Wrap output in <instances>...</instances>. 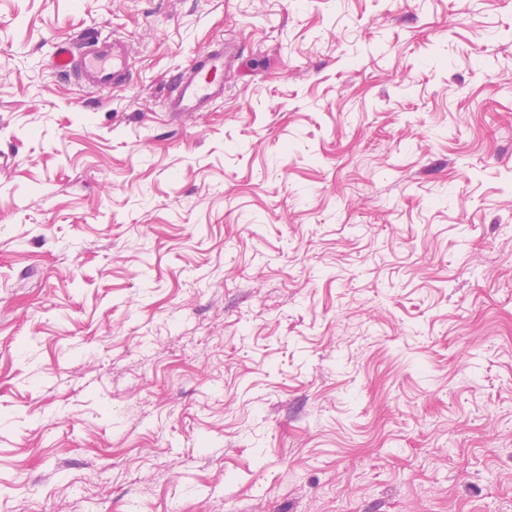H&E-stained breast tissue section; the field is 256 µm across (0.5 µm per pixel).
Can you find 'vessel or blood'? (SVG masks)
Masks as SVG:
<instances>
[{
  "label": "vessel or blood",
  "mask_w": 512,
  "mask_h": 512,
  "mask_svg": "<svg viewBox=\"0 0 512 512\" xmlns=\"http://www.w3.org/2000/svg\"><path fill=\"white\" fill-rule=\"evenodd\" d=\"M131 53L120 39L98 33L59 44L53 66L58 73L74 76L86 88L98 91L121 84L127 78ZM224 99V48L216 46L200 55L180 77L168 97L172 112L208 109Z\"/></svg>",
  "instance_id": "obj_1"
}]
</instances>
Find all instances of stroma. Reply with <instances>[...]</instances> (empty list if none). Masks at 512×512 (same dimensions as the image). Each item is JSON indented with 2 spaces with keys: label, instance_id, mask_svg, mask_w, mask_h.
Segmentation results:
<instances>
[{
  "label": "stroma",
  "instance_id": "1",
  "mask_svg": "<svg viewBox=\"0 0 512 512\" xmlns=\"http://www.w3.org/2000/svg\"><path fill=\"white\" fill-rule=\"evenodd\" d=\"M117 506L512 512V0H0V512ZM130 61V50L122 40L92 33L59 44L53 66L58 73L71 74L86 88L98 91L126 81ZM224 99V48L200 55L180 77L168 97L169 112H196Z\"/></svg>",
  "mask_w": 512,
  "mask_h": 512
}]
</instances>
